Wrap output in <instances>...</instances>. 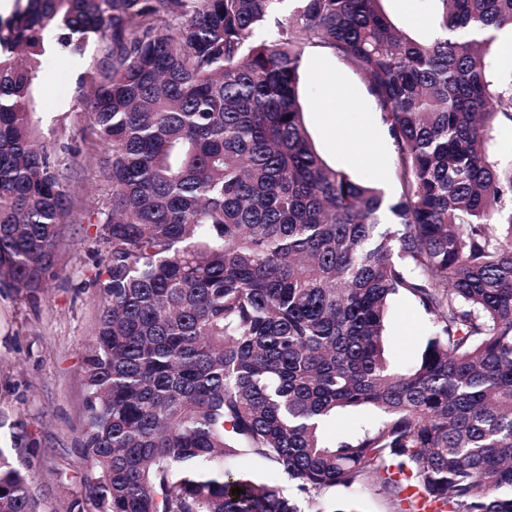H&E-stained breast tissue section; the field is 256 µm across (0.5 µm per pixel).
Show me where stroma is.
Listing matches in <instances>:
<instances>
[{
  "label": "stroma",
  "mask_w": 512,
  "mask_h": 512,
  "mask_svg": "<svg viewBox=\"0 0 512 512\" xmlns=\"http://www.w3.org/2000/svg\"><path fill=\"white\" fill-rule=\"evenodd\" d=\"M383 7L391 21L415 39L434 38L440 29V0H383ZM106 49V43H90L64 67L52 53L41 58L37 128L48 149L64 156L60 171L78 212L103 211L112 203L105 148L90 130L79 85L81 76L105 64ZM336 86L355 102V109H323ZM300 103L313 143L330 166L381 188L386 196L394 195L393 146L359 74L339 59L306 50ZM105 254L96 226L64 224L55 248L57 276L37 297L0 286V448L17 449L39 512H67L84 491L82 370L85 346L100 321L102 299L92 279ZM433 332L413 299L395 298L384 336L391 365L399 369L418 359ZM308 508L398 512L394 498L372 481L328 489Z\"/></svg>",
  "instance_id": "obj_1"
}]
</instances>
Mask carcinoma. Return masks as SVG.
I'll list each match as a JSON object with an SVG mask.
<instances>
[{"instance_id": "cac0c4a2", "label": "carcinoma", "mask_w": 512, "mask_h": 512, "mask_svg": "<svg viewBox=\"0 0 512 512\" xmlns=\"http://www.w3.org/2000/svg\"><path fill=\"white\" fill-rule=\"evenodd\" d=\"M281 2L15 0L0 19V281L44 288L63 224L97 225L108 247L74 507L303 512L377 478L445 512H512V166L489 151L512 88L486 57L512 0H440L426 42L381 0H295L284 21ZM45 31L63 59L112 46L82 80L108 152L103 212L72 209L34 124ZM307 48L364 78L396 196L317 152L298 95ZM400 294L435 327L402 372L383 345ZM365 408L376 421L328 436ZM242 456L297 496L226 468ZM0 512H38L1 450ZM230 467L235 471L250 472L259 478H275L278 484L283 488L285 495H293L294 488L288 481V476L282 472L273 470L267 462L255 457H241L230 463Z\"/></svg>"}]
</instances>
